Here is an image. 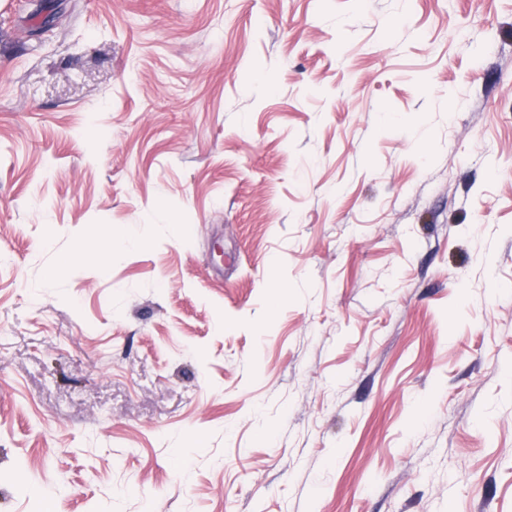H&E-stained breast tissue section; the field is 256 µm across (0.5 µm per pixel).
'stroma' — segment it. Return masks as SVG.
I'll return each mask as SVG.
<instances>
[{"label": "stroma", "mask_w": 512, "mask_h": 512, "mask_svg": "<svg viewBox=\"0 0 512 512\" xmlns=\"http://www.w3.org/2000/svg\"><path fill=\"white\" fill-rule=\"evenodd\" d=\"M0 512H512V0H0Z\"/></svg>", "instance_id": "stroma-1"}]
</instances>
